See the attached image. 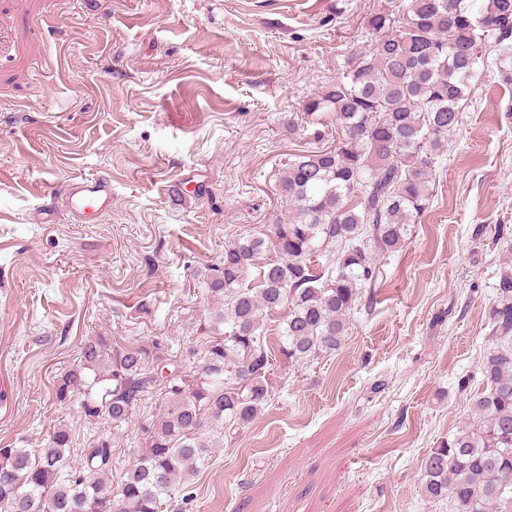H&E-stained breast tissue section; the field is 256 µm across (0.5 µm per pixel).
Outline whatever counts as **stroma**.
<instances>
[{
    "instance_id": "stroma-1",
    "label": "stroma",
    "mask_w": 512,
    "mask_h": 512,
    "mask_svg": "<svg viewBox=\"0 0 512 512\" xmlns=\"http://www.w3.org/2000/svg\"><path fill=\"white\" fill-rule=\"evenodd\" d=\"M403 0H0V447L38 454L59 425L73 448L112 439L113 485L158 414L56 402L85 341L160 342L191 367L214 336L205 268L291 209L293 155L335 145L308 96L377 37ZM486 42L428 208L378 263L333 353L284 362L288 315L265 317L270 397L176 497L186 512H449L419 466L463 426L491 345L488 309L512 266V88ZM112 208L76 221L44 194L95 175ZM466 388H459V381Z\"/></svg>"
}]
</instances>
